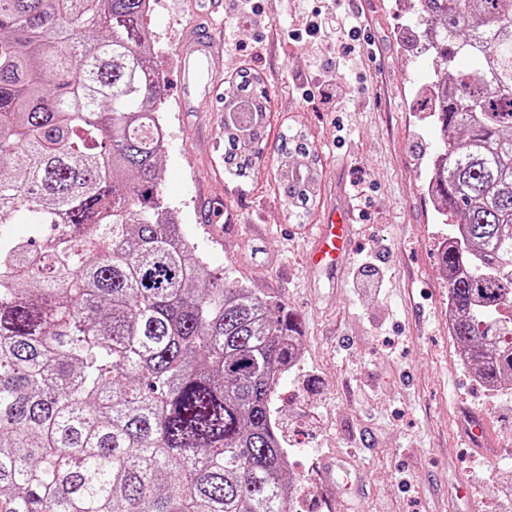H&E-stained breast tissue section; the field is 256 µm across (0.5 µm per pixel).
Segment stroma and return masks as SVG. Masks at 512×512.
I'll use <instances>...</instances> for the list:
<instances>
[{"label": "stroma", "mask_w": 512, "mask_h": 512, "mask_svg": "<svg viewBox=\"0 0 512 512\" xmlns=\"http://www.w3.org/2000/svg\"><path fill=\"white\" fill-rule=\"evenodd\" d=\"M144 25L164 79L167 134L162 190L184 234L218 276L282 301L300 321L301 355L272 401L303 512H512V389L489 392L448 334V281L439 247L448 235L426 193V154L440 145L417 91L434 79L404 46L395 0H257L255 33L277 27L263 54L239 47L225 12L205 19L198 0H151ZM336 12L337 39L359 26V57L336 78L329 109L306 78L314 39L301 28ZM212 22L224 43L206 111H181L180 40ZM243 68L271 94L265 148L248 178L224 169V91ZM304 131L319 157L307 217L290 216L279 191V134ZM353 211V259L378 246L382 287L351 267L310 268L305 251L326 211ZM488 426L485 452L461 442L472 417ZM348 480L328 483L323 463Z\"/></svg>", "instance_id": "stroma-1"}]
</instances>
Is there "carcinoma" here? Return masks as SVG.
Masks as SVG:
<instances>
[{
	"mask_svg": "<svg viewBox=\"0 0 512 512\" xmlns=\"http://www.w3.org/2000/svg\"><path fill=\"white\" fill-rule=\"evenodd\" d=\"M150 0H0V512H290L271 420L300 330L227 284L172 221ZM445 142L427 192L448 222L449 335L489 391L512 386V0H418ZM465 59L464 69H456ZM224 164L262 139L269 98L242 70ZM278 153L317 160L302 131ZM310 168L282 175L308 212Z\"/></svg>",
	"mask_w": 512,
	"mask_h": 512,
	"instance_id": "obj_1",
	"label": "carcinoma"
}]
</instances>
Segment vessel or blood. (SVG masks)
I'll list each match as a JSON object with an SVG mask.
<instances>
[{
    "mask_svg": "<svg viewBox=\"0 0 512 512\" xmlns=\"http://www.w3.org/2000/svg\"><path fill=\"white\" fill-rule=\"evenodd\" d=\"M224 46L208 31L184 37L178 45L180 59L181 106L194 112L205 104L213 85L211 62L222 55ZM354 226L351 214L342 210L328 214L318 225L307 254L308 265L346 266L350 259V243Z\"/></svg>",
    "mask_w": 512,
    "mask_h": 512,
    "instance_id": "1",
    "label": "vessel or blood"
}]
</instances>
